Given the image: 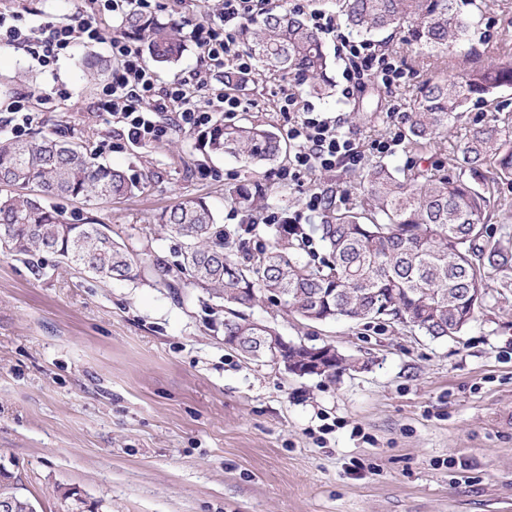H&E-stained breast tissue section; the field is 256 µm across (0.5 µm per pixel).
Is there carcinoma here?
<instances>
[{
	"mask_svg": "<svg viewBox=\"0 0 512 512\" xmlns=\"http://www.w3.org/2000/svg\"><path fill=\"white\" fill-rule=\"evenodd\" d=\"M336 6L356 36L371 41L382 32H403L420 60L444 71L422 81L412 103L407 145L418 163L407 169L372 165L358 204L328 205L308 232L276 225L269 243L243 262L225 252L224 225L204 199L182 197L159 217L184 249L176 263L154 264L155 284L199 288L222 300L224 335L238 337L255 358L263 356L254 340L256 321L243 310L264 294L279 297L287 312L307 321L358 323L390 316L444 338L476 321L489 282L512 290V250L491 240L485 225L493 184L512 182V117L465 127L453 174L430 161L441 151L442 131L461 121L473 98L492 105L500 90L512 87V35L504 33L498 52L480 63L470 46L475 18L461 11L458 0H336ZM124 26L145 43L156 64L172 65L186 51L178 29L155 16L132 12ZM240 36L261 71L293 75L310 95L333 97L323 39L301 14L270 12ZM110 68L99 56L83 62L93 79ZM196 142L246 166L284 153L281 140L258 123L218 122L198 132ZM144 188L125 171L97 161L83 143L0 137V248L51 253L100 279L138 280L145 271L142 252L115 238L105 224L66 221L48 200L67 197L94 205ZM234 196L242 208L261 203L245 186ZM314 236L323 257L310 251ZM8 494L30 500L15 475L0 472V497Z\"/></svg>",
	"mask_w": 512,
	"mask_h": 512,
	"instance_id": "cac0c4a2",
	"label": "carcinoma"
}]
</instances>
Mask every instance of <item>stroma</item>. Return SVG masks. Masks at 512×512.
Instances as JSON below:
<instances>
[{"instance_id": "obj_1", "label": "stroma", "mask_w": 512, "mask_h": 512, "mask_svg": "<svg viewBox=\"0 0 512 512\" xmlns=\"http://www.w3.org/2000/svg\"><path fill=\"white\" fill-rule=\"evenodd\" d=\"M154 16L191 28L219 0H156ZM75 0H0V12L67 23ZM512 0H485L473 45L490 58ZM389 91L367 84L354 98L315 100L365 152V163L413 161L403 134L425 73ZM82 44L55 73L24 50L0 51V102L34 93L27 137L83 140L99 161L146 182L143 192L98 205L62 200L72 222L109 225L148 261L174 263L180 241L159 214L184 196L214 210L235 258L268 240L266 225L243 232L230 195L256 180L265 206L294 214L309 194L356 202L346 161L297 185L229 156L194 148L177 132L148 148L101 147L112 127L98 110L103 80L82 60L106 55ZM288 76L248 84L240 123L282 133L275 107ZM70 98L50 96L52 86ZM365 123L350 119L354 107ZM393 136L385 153L371 142ZM255 319L286 340L331 344L353 362L335 377L296 376L283 363L252 361L224 344L219 300L151 281L102 280L56 256L0 253V463L21 472L38 512H512V290L488 288L478 319L455 339L433 340L384 320L319 324L261 300Z\"/></svg>"}]
</instances>
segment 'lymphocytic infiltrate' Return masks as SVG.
I'll use <instances>...</instances> for the list:
<instances>
[{
	"label": "lymphocytic infiltrate",
	"instance_id": "f902f5d3",
	"mask_svg": "<svg viewBox=\"0 0 512 512\" xmlns=\"http://www.w3.org/2000/svg\"><path fill=\"white\" fill-rule=\"evenodd\" d=\"M271 0H222L212 17L197 22L189 32L204 65L161 82L144 58L137 41L125 35L105 39L98 22L108 13L122 18L131 11L149 12L151 0H84L73 22L26 21L17 14L0 13V49L22 48L41 69L49 70L78 43L108 42L112 74L103 86L99 108L112 120L116 139L144 148L179 131H195L213 125L220 117L245 111L247 100L213 84V76L230 69L253 76L252 57L242 48L238 35L252 21L268 13ZM314 28L336 38V48L345 58L342 95L353 98L366 82L389 89L408 82L409 74L392 52L380 50L365 40L337 32L331 16L314 13ZM277 108L287 122L286 136L294 150L277 178L288 184L316 169H329L337 161L360 166L364 155L342 130L340 123L302 102L290 86L281 87Z\"/></svg>",
	"mask_w": 512,
	"mask_h": 512
}]
</instances>
